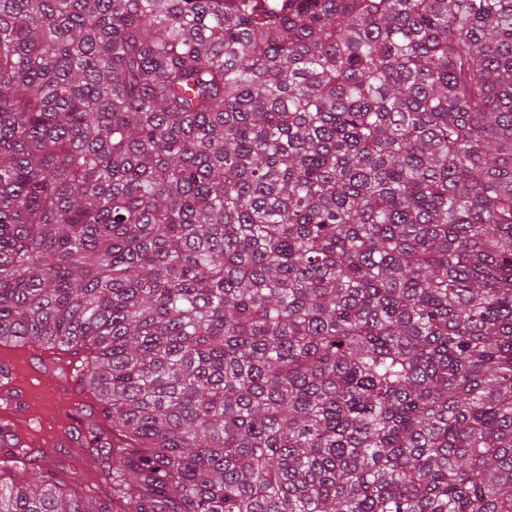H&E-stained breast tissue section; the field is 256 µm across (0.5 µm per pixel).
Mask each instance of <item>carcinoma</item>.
I'll return each mask as SVG.
<instances>
[{
    "instance_id": "cac0c4a2",
    "label": "carcinoma",
    "mask_w": 512,
    "mask_h": 512,
    "mask_svg": "<svg viewBox=\"0 0 512 512\" xmlns=\"http://www.w3.org/2000/svg\"><path fill=\"white\" fill-rule=\"evenodd\" d=\"M5 338L112 498L0 512H512V0H0ZM6 364L11 369L10 378L18 376L22 382V387L28 382L37 383L34 378L40 373L39 392L54 393L57 400V408L62 409L65 419L69 420L71 415V400L74 398L73 391L80 389V380L83 376V369L74 373L75 362L71 366H66L62 374H57L59 366L51 363L42 371L43 365L39 360H32L29 363H22L20 359L13 360ZM42 371V372H41Z\"/></svg>"
}]
</instances>
